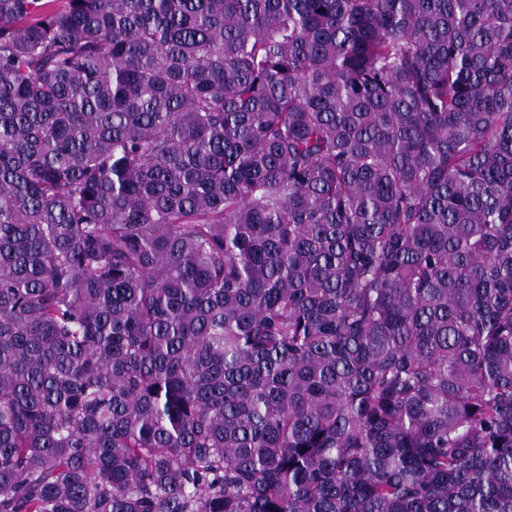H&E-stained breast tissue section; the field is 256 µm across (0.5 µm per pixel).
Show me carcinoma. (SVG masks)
Here are the masks:
<instances>
[{"label": "carcinoma", "instance_id": "obj_1", "mask_svg": "<svg viewBox=\"0 0 512 512\" xmlns=\"http://www.w3.org/2000/svg\"><path fill=\"white\" fill-rule=\"evenodd\" d=\"M0 512H512V0H0Z\"/></svg>", "mask_w": 512, "mask_h": 512}]
</instances>
